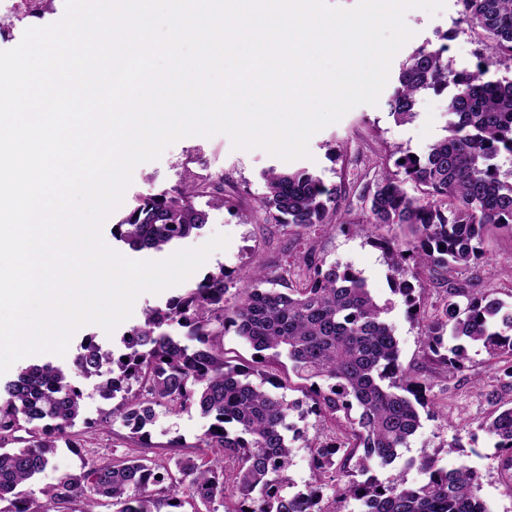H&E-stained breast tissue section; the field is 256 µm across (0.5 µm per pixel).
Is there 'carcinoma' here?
<instances>
[{
  "instance_id": "carcinoma-1",
  "label": "carcinoma",
  "mask_w": 512,
  "mask_h": 512,
  "mask_svg": "<svg viewBox=\"0 0 512 512\" xmlns=\"http://www.w3.org/2000/svg\"><path fill=\"white\" fill-rule=\"evenodd\" d=\"M460 19L483 33L485 52L469 69H456L446 47L423 43L402 64L398 85L386 99L398 124L416 115L417 97L431 91L448 95L452 120L447 135L415 157L396 147L385 150L394 169L385 168L366 186L365 219L358 225L373 235L391 270L392 292L424 322L422 344L429 360L458 375L467 368L468 349L478 345L498 366V386L486 393L497 409L481 427L495 439L512 494V308L487 293L476 294L448 283L456 267L480 263L487 232L512 236V177L498 159H512V81L487 77L492 57L512 60V0H458ZM266 192L257 212L263 221L292 224H346L338 209V190L304 168L262 174ZM224 205V177L184 176L174 195L136 198L112 226V236L136 251L160 252L207 223L196 197ZM408 227L414 240L402 244L394 230ZM294 282L278 270L251 268L246 287L231 299L224 266L172 297L165 308L149 309L124 334L127 353L114 357L87 337L74 365L86 376L106 373L99 395L113 399L125 391L112 418L148 448V424L155 408L195 409L212 419L200 442L223 456L207 466L191 456L164 463L145 452L114 462L84 463L43 491V501L17 488L52 462L58 442L81 450L72 433L80 415L82 391L50 362L31 364L0 385V512H75L81 499L104 498L115 512H161L180 507L185 495L193 512H328L322 507L326 480L334 482L338 502H359L360 512H486L475 494L478 476L460 462L452 467L426 458L425 481L383 483L374 466L399 458V449L421 428V411L431 405L426 381L408 375L381 304L350 267L311 258ZM426 276L445 286L440 307L425 319L421 302ZM170 321L180 336L162 330ZM232 331L254 350L252 360L226 356L223 336ZM128 361H123V358ZM288 361L283 375L267 366ZM259 382H254L253 378ZM132 384L136 390L129 389ZM303 392L306 401H289L279 389ZM313 414L344 417L345 438L307 441L311 482L296 487L289 470L293 443L305 438L293 418ZM28 433L27 446L10 448L16 433ZM359 473L365 480L352 479ZM349 481L339 483L340 476Z\"/></svg>"
}]
</instances>
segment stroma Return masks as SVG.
<instances>
[{
  "instance_id": "stroma-1",
  "label": "stroma",
  "mask_w": 512,
  "mask_h": 512,
  "mask_svg": "<svg viewBox=\"0 0 512 512\" xmlns=\"http://www.w3.org/2000/svg\"><path fill=\"white\" fill-rule=\"evenodd\" d=\"M64 9L65 0H48L35 15L0 12V50L17 46L26 28L60 20ZM405 23L414 35L404 45V52H411L426 41L437 46L443 44L447 47L448 58L457 68L474 62L483 38L481 31L460 24L456 0H445L444 9L435 15L421 9L409 10ZM447 104L446 96L430 92L421 94L415 107V118L400 125L388 114L385 104L357 106L339 122L311 137L310 158L290 162L270 156L259 148L233 149L229 138L223 135L185 137L167 147L159 159L136 166L124 202L132 204L139 195L173 193L187 170L203 177L223 175L229 205L221 208L213 206L209 198L195 199L196 208L205 211L208 220L201 230L177 241L176 246L180 249L197 247L215 234L228 235L227 249L214 252L204 268L209 271L221 265L230 271L228 287L233 294L245 286L244 280L237 276L238 270L258 264L294 267L302 264L304 257L309 255L329 264L348 265L360 272L379 302H392L388 319L399 342L400 361L410 373L427 376L429 398L436 408L435 414L423 415L421 429L409 446L401 449L399 458L392 465L375 468V476L386 482L401 473L408 483L416 484L425 478L416 464L421 456H436L451 464L457 460L459 451L465 450L471 465L481 476L477 495L487 512H512V496L506 494L503 486L495 441L481 427L493 406L475 383L479 380L491 382L495 375L484 350L478 346L469 348L470 360L465 376H452L435 369L422 351L420 323L410 319L405 306L395 301L391 272L384 255L366 235L318 224L299 231L288 224H268L247 216L265 191L262 171L272 167L279 170L305 168L320 177L328 188L340 189L339 206L344 219L358 221L363 214L359 192L378 172L374 151L398 146L411 153H425L433 142L446 134ZM485 250L481 271L459 269L451 279L458 285L492 293L512 306V237L492 236ZM179 292V287L174 286L158 294H141L131 317L113 334H106L95 324L82 327L78 334L82 337L94 335L103 348L121 351L124 333L142 320L144 312L165 307ZM210 424V418L193 410L171 413L160 408L149 428L151 442L162 450L171 441H181L192 446L193 456L204 460L211 451L199 446L198 441ZM139 446V440L132 438L121 422H113L88 436L81 451L58 448L51 465L24 485L23 490L32 498H40L42 489L56 483L62 474L79 472L83 460L109 461L132 454Z\"/></svg>"
}]
</instances>
